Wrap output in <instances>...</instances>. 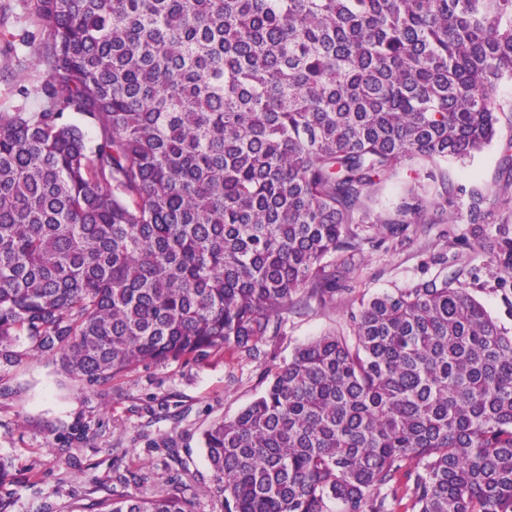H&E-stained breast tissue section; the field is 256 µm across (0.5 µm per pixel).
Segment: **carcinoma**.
Here are the masks:
<instances>
[{
  "label": "carcinoma",
  "instance_id": "cac0c4a2",
  "mask_svg": "<svg viewBox=\"0 0 512 512\" xmlns=\"http://www.w3.org/2000/svg\"><path fill=\"white\" fill-rule=\"evenodd\" d=\"M38 112L0 113V347L87 388L248 357L365 247L449 223L448 162L498 132L512 0H36ZM95 131L87 137L85 129ZM408 180L393 210L383 185ZM512 272V233L483 237ZM345 256L336 265L330 258ZM440 270L348 299L203 435L225 512H512V335ZM15 479L0 455V487ZM77 512H194L176 491Z\"/></svg>",
  "mask_w": 512,
  "mask_h": 512
}]
</instances>
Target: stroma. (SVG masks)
<instances>
[{
  "instance_id": "35a3bbf8",
  "label": "stroma",
  "mask_w": 512,
  "mask_h": 512,
  "mask_svg": "<svg viewBox=\"0 0 512 512\" xmlns=\"http://www.w3.org/2000/svg\"><path fill=\"white\" fill-rule=\"evenodd\" d=\"M35 0H0V112H35L45 75L36 67L40 46ZM505 105L492 144L463 163L448 165V208L466 212L471 191L484 197L485 237L512 229V172L501 160L512 153V82L499 89ZM512 332V276L490 265L468 220L432 224L395 246L367 247L353 278L333 304L297 303L285 318V334L265 346L260 358L234 351L202 360L140 365L107 387H83L58 360L38 354L22 340L0 355V454L14 459L16 479L6 492L11 512H73L112 490L114 464L148 475L144 489L179 488L194 512H224L213 493L203 433L215 421L233 418L266 386V375L288 362L295 349L344 328L348 296L402 288L435 273L434 256ZM77 451L67 464L56 448ZM179 451L173 463L165 451Z\"/></svg>"
}]
</instances>
